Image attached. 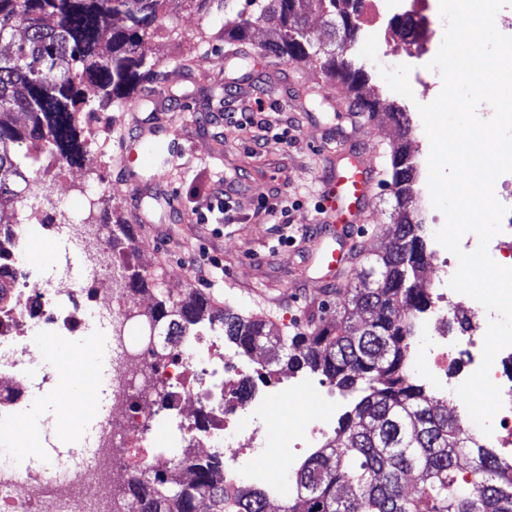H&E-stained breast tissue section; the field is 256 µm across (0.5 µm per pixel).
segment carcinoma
I'll return each instance as SVG.
<instances>
[{
    "label": "carcinoma",
    "instance_id": "1",
    "mask_svg": "<svg viewBox=\"0 0 512 512\" xmlns=\"http://www.w3.org/2000/svg\"><path fill=\"white\" fill-rule=\"evenodd\" d=\"M170 0H0V41L14 50L0 54V200L17 197L43 160L75 163L92 134L82 113L119 106L135 89L154 81L160 60L148 61L143 41L160 27ZM249 9L224 22V36L243 41L257 26L276 37L267 49L290 61L312 55L314 38L304 18L315 9L327 17L345 47L356 44L358 0H246ZM125 25L115 27L114 17ZM321 70L347 83L356 111L377 113L380 100L359 93L368 79L351 52L323 53ZM405 153L392 151L391 185L400 220L385 251L363 271L362 288H349L353 308L336 312L332 328L305 327L276 336L267 323L226 307L212 310L209 297L190 291L174 299L160 294L153 318L169 336L208 325L235 351L270 353L286 360L288 371L320 373L351 396L338 419L336 435L295 470L292 496L283 512H512V468L438 409L439 400L413 381L407 368L413 315L429 304L418 287L427 261L423 218L412 208L416 166L397 171ZM129 224L112 226L107 243L128 249ZM134 292L159 283L128 270ZM194 478L188 482L132 478L124 492L135 496L141 512H266L262 488L224 486V464L188 455L180 458ZM469 470L471 479L460 476Z\"/></svg>",
    "mask_w": 512,
    "mask_h": 512
}]
</instances>
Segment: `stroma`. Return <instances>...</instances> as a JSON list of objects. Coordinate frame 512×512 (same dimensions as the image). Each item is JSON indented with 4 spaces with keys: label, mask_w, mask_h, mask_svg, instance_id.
Masks as SVG:
<instances>
[{
    "label": "stroma",
    "mask_w": 512,
    "mask_h": 512,
    "mask_svg": "<svg viewBox=\"0 0 512 512\" xmlns=\"http://www.w3.org/2000/svg\"><path fill=\"white\" fill-rule=\"evenodd\" d=\"M245 0H213L198 11L177 0L170 5L162 31L145 40L146 59L163 58L156 86H168L166 98L134 96L123 108L105 107L85 116L89 127L108 128L106 154L88 149L75 164L60 163L58 174L30 183L10 208L28 213L48 206L65 219L84 215L86 194L104 185L95 220L131 221L134 250L127 260L136 269L157 275L164 288L208 294L215 308L231 306L259 315L281 335L330 318L341 300L340 289L361 287L363 257L352 260L337 287H311L318 243L310 233L320 218L323 178L333 171L332 148H370L382 176L369 202L371 219L357 233V245L383 250L398 218L389 187L390 146L398 129L385 109L397 105L414 110L407 97L393 92L379 74L381 56L370 31H362L355 47L369 78L361 92L379 98L381 112L364 125H352L339 108L351 92L343 82L329 79L317 58L292 64L275 57L266 46V28L253 30L242 47L252 56L248 75L229 72L227 55L240 45L224 38L225 11H239ZM313 86L326 110L306 105L298 91ZM246 112L251 124L225 120V112ZM144 132L171 149L176 162L157 161L127 170L120 162L122 140ZM239 178L230 216L215 208L216 191L224 180ZM142 209L146 222L135 219ZM65 244L34 232L21 264L32 267L42 284L69 285ZM326 402L309 392L281 399L253 414L249 429L274 443V456L243 461L244 474L267 471L282 479L292 453L288 438L307 422L336 424L349 401L329 386Z\"/></svg>",
    "instance_id": "stroma-1"
}]
</instances>
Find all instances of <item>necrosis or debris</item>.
Segmentation results:
<instances>
[{"instance_id": "obj_1", "label": "necrosis or debris", "mask_w": 512, "mask_h": 512, "mask_svg": "<svg viewBox=\"0 0 512 512\" xmlns=\"http://www.w3.org/2000/svg\"><path fill=\"white\" fill-rule=\"evenodd\" d=\"M398 16L411 17L415 24V34L406 39V56L415 83L426 86V62L444 32L437 0L359 2V21L375 36L386 34ZM35 218L33 226L0 225V271L8 281L7 288L0 290V340L8 338L16 344L11 355H0V409L30 396L33 375L57 382L64 378L59 368L37 356L36 345L26 334L32 323L45 331L73 335L106 319L112 347V397L79 463L49 461L36 476L9 457L0 458V512H108L106 503L116 485L132 475L190 479V472L179 468L178 456L160 447L163 436L194 449L202 458L224 460L225 476L241 481L235 461L255 452L242 437L245 418L255 402L240 400L237 384L249 375L251 359L229 350L214 331H190L174 343L152 330L148 311L133 301L130 289L119 287L120 274L105 258L106 245L102 239H91L86 221L61 224L46 209L36 212ZM37 225L51 237L68 240L71 257L81 268L79 280L70 287H36L33 270L19 263ZM429 260L439 272L435 301L429 315L414 318L415 326L434 330L423 377L434 383L437 397L447 399L463 415L467 409L456 389L464 377L449 375L448 364L461 360L468 372H475L482 362L485 333L473 325L458 338L449 335L448 323L460 312L476 319L487 318L488 313L450 288L457 270L450 251L432 244ZM490 378L500 386L504 406L492 421L491 434H478L477 439L512 467V347L497 354ZM153 384L168 391L175 420L159 419L145 394Z\"/></svg>"}]
</instances>
